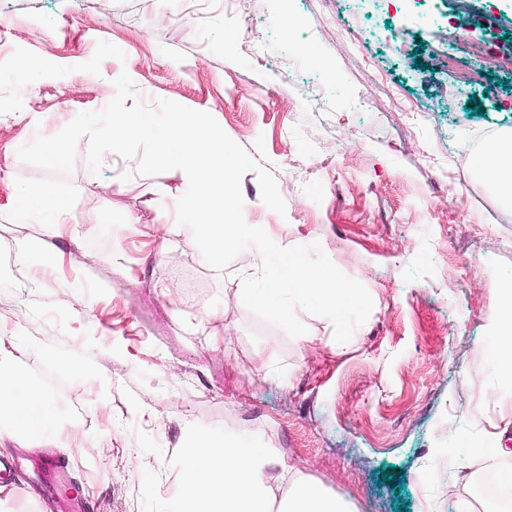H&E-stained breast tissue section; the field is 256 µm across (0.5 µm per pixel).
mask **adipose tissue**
<instances>
[{"label":"adipose tissue","mask_w":512,"mask_h":512,"mask_svg":"<svg viewBox=\"0 0 512 512\" xmlns=\"http://www.w3.org/2000/svg\"><path fill=\"white\" fill-rule=\"evenodd\" d=\"M474 168L512 203V137L488 144ZM53 400L30 385L17 356L0 345V436L34 440L54 432ZM259 450L205 434L192 438L179 469L181 490L171 512H352L344 500L288 467L273 470Z\"/></svg>","instance_id":"obj_1"}]
</instances>
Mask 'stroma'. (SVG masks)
<instances>
[{
    "label": "stroma",
    "mask_w": 512,
    "mask_h": 512,
    "mask_svg": "<svg viewBox=\"0 0 512 512\" xmlns=\"http://www.w3.org/2000/svg\"><path fill=\"white\" fill-rule=\"evenodd\" d=\"M448 8L0 0V213L16 178L45 175L18 149L104 109L125 72L147 105L209 112L250 152L263 139L286 213L250 172L248 223L319 245L373 300L341 345L329 319L301 313L302 343L245 307L238 271L259 266L255 250L206 263L175 220L178 178L77 157L61 234L0 221V344L75 439L8 443V512H167L196 431L266 450L353 512H471L480 467H512L490 450L512 448V386L486 357L512 284V207L473 168L477 133L512 132V74L478 87L439 67L445 34L428 16ZM468 37L512 40V0H486ZM23 60L37 71L18 73ZM77 342L79 363L62 364Z\"/></svg>",
    "instance_id": "1"
}]
</instances>
